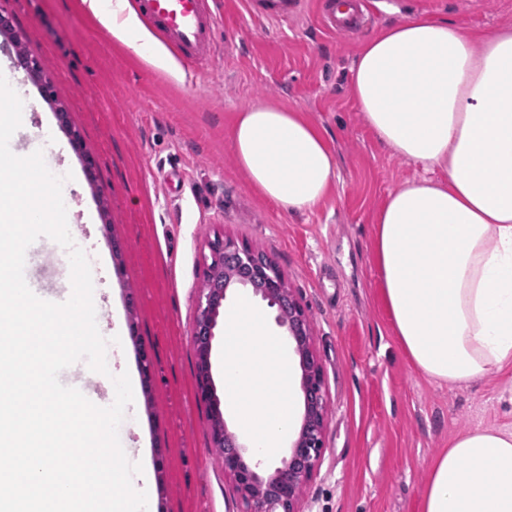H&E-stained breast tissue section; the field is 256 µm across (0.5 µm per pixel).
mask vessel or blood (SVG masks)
Instances as JSON below:
<instances>
[{"label":"vessel or blood","mask_w":512,"mask_h":512,"mask_svg":"<svg viewBox=\"0 0 512 512\" xmlns=\"http://www.w3.org/2000/svg\"><path fill=\"white\" fill-rule=\"evenodd\" d=\"M361 0H316L320 19L330 33L355 28L354 9ZM135 11L155 37L183 65L210 62L215 53L216 16L208 0H132ZM300 0H250L253 15L270 21L294 17Z\"/></svg>","instance_id":"b4317fda"}]
</instances>
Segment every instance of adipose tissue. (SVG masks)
Wrapping results in <instances>:
<instances>
[{"label": "adipose tissue", "instance_id": "obj_1", "mask_svg": "<svg viewBox=\"0 0 512 512\" xmlns=\"http://www.w3.org/2000/svg\"><path fill=\"white\" fill-rule=\"evenodd\" d=\"M139 57L164 65L128 0H88ZM365 123L423 169L375 218L374 258L393 333L427 378L467 386L512 366V31L469 34L413 18L368 38L351 69ZM232 150L255 192L291 212L340 180L336 154L303 112L238 113ZM224 394L258 458L296 415L285 345L241 294L224 321ZM420 512H512V430L456 432L433 458Z\"/></svg>", "mask_w": 512, "mask_h": 512}]
</instances>
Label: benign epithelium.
Returning a JSON list of instances; mask_svg holds the SVG:
<instances>
[{
  "mask_svg": "<svg viewBox=\"0 0 512 512\" xmlns=\"http://www.w3.org/2000/svg\"><path fill=\"white\" fill-rule=\"evenodd\" d=\"M74 151L83 159L89 176L95 162L84 151L80 135L70 134ZM208 287L199 298L193 327L196 350V398L206 405L213 420H224L212 378L211 353L217 319L224 310L229 292L246 288L276 311V322L287 332L295 356L303 413L295 438L270 471L249 451L228 426L213 432L221 448L224 474L233 482V491L244 506L243 512H302L303 488L317 472L325 447L327 395L320 359L313 347V324L308 310L287 288L283 274L266 255L230 239L211 243V263L206 270Z\"/></svg>",
  "mask_w": 512,
  "mask_h": 512,
  "instance_id": "1",
  "label": "benign epithelium"
}]
</instances>
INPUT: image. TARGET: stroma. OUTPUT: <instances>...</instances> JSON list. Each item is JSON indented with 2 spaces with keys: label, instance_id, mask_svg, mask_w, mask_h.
<instances>
[{
  "label": "stroma",
  "instance_id": "1",
  "mask_svg": "<svg viewBox=\"0 0 512 512\" xmlns=\"http://www.w3.org/2000/svg\"><path fill=\"white\" fill-rule=\"evenodd\" d=\"M372 4L371 25L333 36L318 25L314 0L285 23L254 17L248 0H213L216 53L196 73L173 58L164 68L141 60L83 0H0L12 25L0 33V72L23 101L13 152L42 151L64 176L68 229L89 261L108 340L107 373L74 364L60 380L85 378L107 407L113 377L150 374L118 431L128 460L152 471L147 512H240L195 397L192 324L218 234L270 257L312 317L329 410L304 512H419L431 461L450 435L512 428V368L466 388L441 385L417 373L396 342L380 298L374 216L418 170L378 140L350 93V67L370 36L410 17L445 18L466 32L512 30V0ZM21 49L38 60L42 82L18 66ZM261 104L301 109L336 153L341 180L310 212L260 198L234 162L235 115ZM73 130L94 176L71 147ZM24 275L29 287L57 291L70 280L67 250L40 237ZM117 323L125 333L115 344Z\"/></svg>",
  "mask_w": 512,
  "mask_h": 512
}]
</instances>
